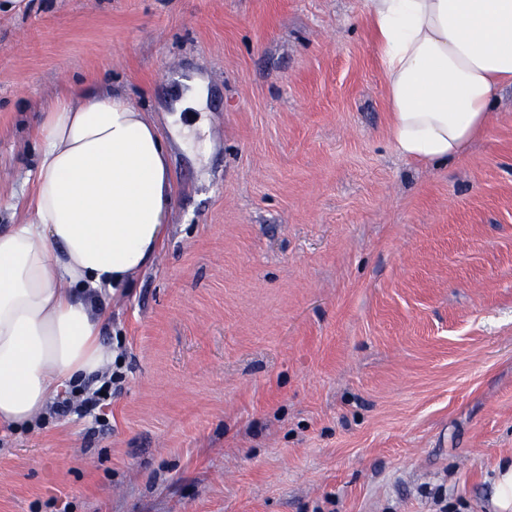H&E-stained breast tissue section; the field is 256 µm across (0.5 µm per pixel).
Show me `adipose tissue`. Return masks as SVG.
Wrapping results in <instances>:
<instances>
[{
  "mask_svg": "<svg viewBox=\"0 0 512 512\" xmlns=\"http://www.w3.org/2000/svg\"><path fill=\"white\" fill-rule=\"evenodd\" d=\"M390 133L444 164L485 131L512 86V0H365ZM25 209L0 227V427L32 425L114 353L102 291L153 262L174 205L168 146L147 113L92 85L47 101Z\"/></svg>",
  "mask_w": 512,
  "mask_h": 512,
  "instance_id": "obj_1",
  "label": "adipose tissue"
}]
</instances>
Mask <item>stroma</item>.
Segmentation results:
<instances>
[{
	"instance_id": "obj_1",
	"label": "stroma",
	"mask_w": 512,
	"mask_h": 512,
	"mask_svg": "<svg viewBox=\"0 0 512 512\" xmlns=\"http://www.w3.org/2000/svg\"><path fill=\"white\" fill-rule=\"evenodd\" d=\"M201 110L174 119L180 82ZM171 146L154 264L111 298L110 428H0V512H496L512 459V88L400 156L364 0H28L0 13V226L72 85ZM205 95V90L198 81H184L181 89V98L177 104L178 112L187 108H198L203 103ZM496 505L500 512L512 510V460L495 470Z\"/></svg>"
}]
</instances>
